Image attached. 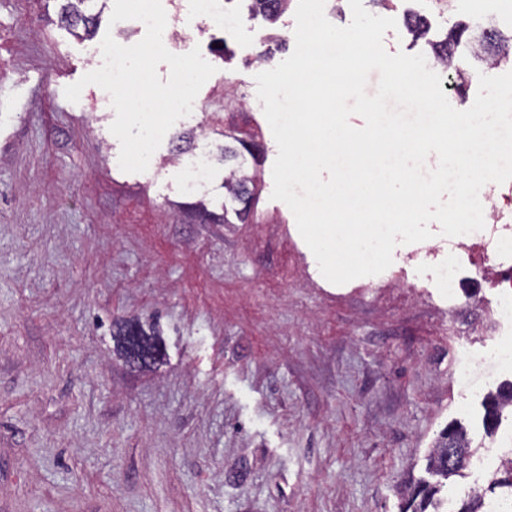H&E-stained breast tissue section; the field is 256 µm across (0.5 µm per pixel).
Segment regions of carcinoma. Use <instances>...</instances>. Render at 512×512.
<instances>
[{
  "mask_svg": "<svg viewBox=\"0 0 512 512\" xmlns=\"http://www.w3.org/2000/svg\"><path fill=\"white\" fill-rule=\"evenodd\" d=\"M87 0H64L60 20L74 30L82 31L91 37L97 26V16L86 13L83 4ZM252 16L274 23L288 10L290 0H252ZM466 47L475 56L489 66L497 67L512 60V35L506 36L500 31L489 32L486 28L470 27L467 24L453 26L445 38L432 45L436 60L444 67L452 66L460 47ZM257 144L238 136L237 129L228 124L224 126V164L227 174L224 176V199L233 207L224 209V213L234 212L237 219L251 215L252 203L258 190L257 171L249 169L239 161L244 154L255 156ZM121 343L135 361L149 364L159 356V348L151 334L140 327L130 326L121 333ZM512 406V384L494 396L485 409V420L491 428H496L506 407ZM477 452L467 434L460 427H448L437 440L427 458V468L433 474L447 480L453 476L464 477V470L470 458ZM492 488L509 492L512 497V457L506 458L495 471L491 481ZM439 484L423 483L416 485L409 494V508L404 512H442V500L437 497ZM483 495L469 492L455 512H482Z\"/></svg>",
  "mask_w": 512,
  "mask_h": 512,
  "instance_id": "1",
  "label": "carcinoma"
}]
</instances>
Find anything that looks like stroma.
<instances>
[{
	"instance_id": "obj_1",
	"label": "stroma",
	"mask_w": 512,
	"mask_h": 512,
	"mask_svg": "<svg viewBox=\"0 0 512 512\" xmlns=\"http://www.w3.org/2000/svg\"><path fill=\"white\" fill-rule=\"evenodd\" d=\"M250 3L231 0L230 25L180 16L192 38L179 53L200 49L216 71L201 111L172 126L147 171L126 173L96 85L64 95L92 71L111 9L89 40L59 24L60 0H0L15 59L0 70V512H401L399 488L427 479L449 423L488 441L482 401L512 372L488 365L465 385L456 362L461 348L512 343L485 321L498 289L464 277L449 301L437 278L454 240L435 223L380 274L323 277L271 197L278 146L255 82L293 53L295 13L269 24ZM362 4L396 20L386 51L427 56L456 109L480 75L507 71L465 53L442 68L429 43L460 22L512 28V0ZM409 13L427 39L408 34ZM228 80L261 145L257 217L244 222L224 219V138L208 118ZM179 148L210 157L197 193L170 163ZM128 322L154 335L155 363L121 354Z\"/></svg>"
}]
</instances>
